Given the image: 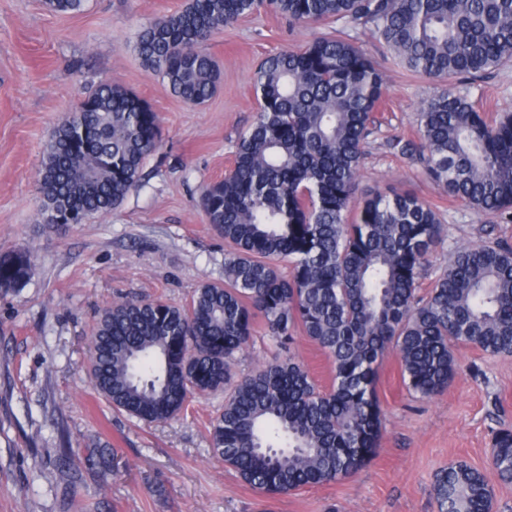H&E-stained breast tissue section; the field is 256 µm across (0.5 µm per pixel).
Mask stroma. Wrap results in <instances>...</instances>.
<instances>
[{
	"label": "stroma",
	"mask_w": 512,
	"mask_h": 512,
	"mask_svg": "<svg viewBox=\"0 0 512 512\" xmlns=\"http://www.w3.org/2000/svg\"><path fill=\"white\" fill-rule=\"evenodd\" d=\"M187 0H85L56 13L45 0H0V260L23 254L35 267L0 289V512H438L437 473L464 462L495 491V512H512V483L490 466L496 431L512 427V356L454 348L447 390L423 398L405 385L388 354L377 385L382 408L377 452L353 478L268 498L215 456L211 420L223 394L194 400L179 417L144 423L115 411L87 373L99 310L120 297L185 304L202 283L224 280L229 246L199 205L203 187L223 179L238 135L253 121L251 75L268 54L337 30L382 71L386 107L364 144L359 194L411 191L436 210L439 243L420 270L429 288L465 245H512V223L448 199L398 149L416 139L420 103L441 88L493 112L512 113V61L477 78L446 82L398 65L369 27L294 24L266 12L217 31L207 43L221 69L201 105L175 97L135 45L155 19ZM106 81L143 99L160 116L162 142L147 178L111 213L43 229L37 172L49 135L92 88ZM101 439L115 467L88 461ZM75 470L62 474L61 449Z\"/></svg>",
	"instance_id": "1"
}]
</instances>
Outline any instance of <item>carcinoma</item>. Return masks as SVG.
Returning <instances> with one entry per match:
<instances>
[{
	"label": "carcinoma",
	"mask_w": 512,
	"mask_h": 512,
	"mask_svg": "<svg viewBox=\"0 0 512 512\" xmlns=\"http://www.w3.org/2000/svg\"><path fill=\"white\" fill-rule=\"evenodd\" d=\"M61 13L84 0H46ZM298 23L351 19L426 77H475L512 61V0H188L138 36L145 65L177 98L200 105L220 77L205 44L260 10ZM253 124L224 179L200 206L233 249L224 283H205L184 305L122 298L103 308L88 376L112 408L146 423L169 420L198 397L223 391L212 423L215 454L264 495L353 477L380 440L378 368L393 351L403 381L432 397L455 371L453 346L512 356V247L470 244L420 293L418 270L441 224L412 192L349 204L363 143L383 97V75L339 36L266 56L252 74ZM159 115L140 97L101 83L53 128L37 173L39 223L74 222L116 209L144 179L160 146ZM418 160L448 197L512 222V113L490 118L465 95L421 102ZM27 259L0 264V288L29 278ZM275 347L299 337L332 365L317 384L294 354L238 377L256 325ZM490 465L512 482V428L495 435ZM440 512H492L493 487L466 463L434 483Z\"/></svg>",
	"instance_id": "cac0c4a2"
}]
</instances>
